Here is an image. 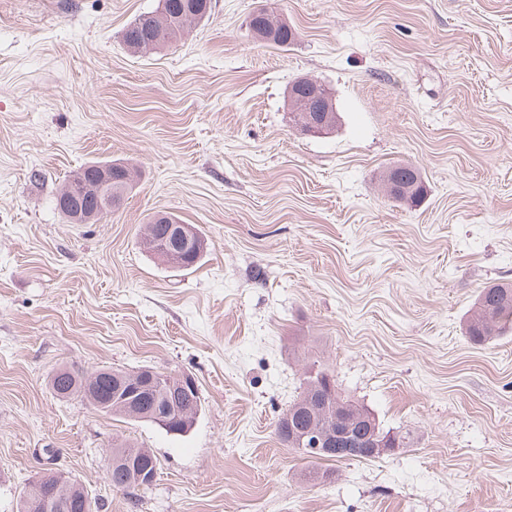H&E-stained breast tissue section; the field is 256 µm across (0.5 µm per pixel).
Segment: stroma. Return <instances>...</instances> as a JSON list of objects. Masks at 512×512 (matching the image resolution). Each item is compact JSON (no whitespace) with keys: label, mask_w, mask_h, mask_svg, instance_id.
Segmentation results:
<instances>
[{"label":"stroma","mask_w":512,"mask_h":512,"mask_svg":"<svg viewBox=\"0 0 512 512\" xmlns=\"http://www.w3.org/2000/svg\"><path fill=\"white\" fill-rule=\"evenodd\" d=\"M158 0H0V512L47 471L95 512H512V332L465 335L512 285V0H213L157 50L121 35ZM272 8L297 30L254 38ZM330 88L331 133L288 111ZM134 168L124 205L68 223L84 164ZM417 167L419 203L381 176ZM171 213L208 243L183 270L140 230ZM192 375L188 433L57 397L61 368ZM332 376L405 445L339 461L333 482L283 445L304 379ZM155 482L107 478L113 442ZM268 12V13H266ZM249 29L254 36L279 47L293 43L296 31L276 11L263 9L261 13H253L249 21ZM303 79L309 78H300V80ZM309 82L315 86V89L310 87V90H305V88L302 86V81H298L290 85L288 91L289 112H294L295 115H298V117L303 116L304 119L307 114H301L302 112H323L324 114L328 113L329 118L326 127L319 134L323 132L329 133L336 127L337 112L335 105L333 107V103L328 92H324V90L327 91V89L321 82L314 79H309ZM304 119L302 120L301 125L303 129L307 131V128L304 124ZM111 453L112 463L108 468L107 477L112 487L128 491V493L150 488L142 486V484L149 473L155 470V475H157L159 468L158 459L151 449L138 448L134 444L126 442H116L112 443ZM146 469L148 471L141 479L140 473Z\"/></svg>","instance_id":"35a3bbf8"}]
</instances>
